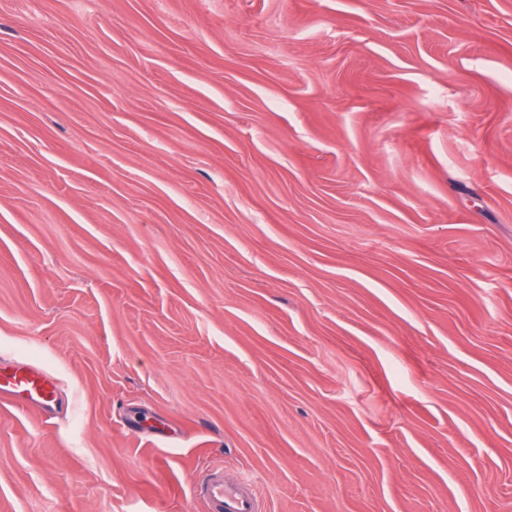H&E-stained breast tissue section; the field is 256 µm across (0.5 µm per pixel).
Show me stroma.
Returning a JSON list of instances; mask_svg holds the SVG:
<instances>
[{"label": "stroma", "instance_id": "35a3bbf8", "mask_svg": "<svg viewBox=\"0 0 512 512\" xmlns=\"http://www.w3.org/2000/svg\"><path fill=\"white\" fill-rule=\"evenodd\" d=\"M0 512H512V0H0ZM58 380L43 368L17 359L0 360V399L38 408L51 418L58 403ZM193 497L201 500L208 512H258L263 500L255 493L250 480L224 484V466L214 465L192 487Z\"/></svg>", "mask_w": 512, "mask_h": 512}]
</instances>
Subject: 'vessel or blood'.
<instances>
[{
  "instance_id": "obj_1",
  "label": "vessel or blood",
  "mask_w": 512,
  "mask_h": 512,
  "mask_svg": "<svg viewBox=\"0 0 512 512\" xmlns=\"http://www.w3.org/2000/svg\"><path fill=\"white\" fill-rule=\"evenodd\" d=\"M59 392L57 379L43 368L17 359L0 360V400L36 407L48 417L58 403ZM192 493L207 512H261L263 508L250 480L225 484L224 468L219 464L195 482Z\"/></svg>"
}]
</instances>
